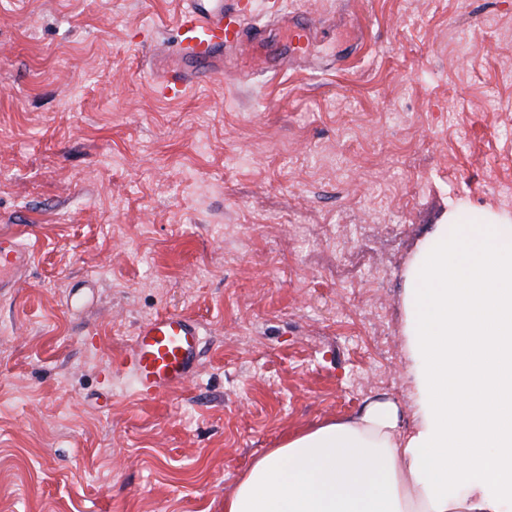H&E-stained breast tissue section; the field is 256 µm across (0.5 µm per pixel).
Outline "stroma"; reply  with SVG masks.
<instances>
[{
    "instance_id": "1",
    "label": "stroma",
    "mask_w": 512,
    "mask_h": 512,
    "mask_svg": "<svg viewBox=\"0 0 512 512\" xmlns=\"http://www.w3.org/2000/svg\"><path fill=\"white\" fill-rule=\"evenodd\" d=\"M246 2L330 22L327 66L172 100L180 0H0V226L34 253L0 296V512H224L294 433L410 427L406 265L449 209L512 218V0ZM163 312L201 359L143 400L113 368Z\"/></svg>"
}]
</instances>
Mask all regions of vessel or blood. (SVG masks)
<instances>
[{"mask_svg":"<svg viewBox=\"0 0 512 512\" xmlns=\"http://www.w3.org/2000/svg\"><path fill=\"white\" fill-rule=\"evenodd\" d=\"M287 35L284 61L310 64V46L323 37L322 21L295 12L282 19ZM270 36L265 25L249 23L224 0H182L174 42L161 44L150 57L157 86L173 95L222 73L225 59L255 52ZM33 254L20 232L0 230V294L11 292L30 268ZM202 348L198 321L166 313L140 323L122 356L124 373L135 394L159 398L170 394L196 374Z\"/></svg>","mask_w":512,"mask_h":512,"instance_id":"vessel-or-blood-1","label":"vessel or blood"}]
</instances>
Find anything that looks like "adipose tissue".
I'll return each mask as SVG.
<instances>
[{
    "label": "adipose tissue",
    "mask_w": 512,
    "mask_h": 512,
    "mask_svg": "<svg viewBox=\"0 0 512 512\" xmlns=\"http://www.w3.org/2000/svg\"><path fill=\"white\" fill-rule=\"evenodd\" d=\"M405 280L413 426L378 405L295 433L224 512H512V224L449 211Z\"/></svg>",
    "instance_id": "1"
}]
</instances>
